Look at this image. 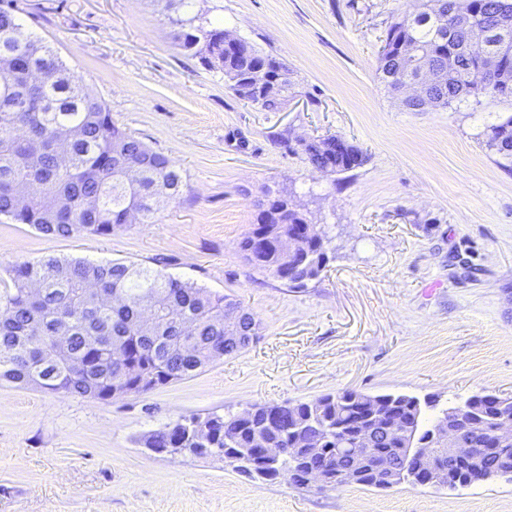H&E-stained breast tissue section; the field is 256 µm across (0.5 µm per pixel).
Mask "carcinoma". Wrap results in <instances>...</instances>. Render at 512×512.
<instances>
[{"instance_id":"carcinoma-1","label":"carcinoma","mask_w":512,"mask_h":512,"mask_svg":"<svg viewBox=\"0 0 512 512\" xmlns=\"http://www.w3.org/2000/svg\"><path fill=\"white\" fill-rule=\"evenodd\" d=\"M500 0H423L415 15L393 14L383 39V78L395 93L414 78L424 65L451 64L455 82L431 88L439 108L448 109L464 98L481 103L483 98L512 99V53L500 57L489 70L483 57L470 51L476 40L489 52L498 53L502 37L493 31ZM448 16L443 27L434 24ZM190 17L171 20L175 39L186 52L192 41L186 34ZM12 4L0 0V59L10 58L18 67L0 73V216L28 224L50 236H110L124 227L123 218L137 210L142 224L154 223L157 209L151 203L155 190L170 185L176 197L183 179L175 163L152 150L127 129L112 121L111 113L96 91L70 72L42 39L18 30ZM211 52L224 57V72L242 73L264 53L249 42L243 51L227 54L224 30L203 29ZM51 70L56 79L38 94L27 91V70ZM293 90L290 73L280 88L258 98L235 91L240 98L265 112L280 111ZM70 139L66 161L56 145ZM338 135L310 139L302 145L311 169L326 177L363 166L366 154L356 145L332 151ZM485 146L508 160L512 158V115L483 132ZM268 202L258 203L257 222L243 238L240 249L253 266L269 272L289 288L302 289L320 277L329 261V239L319 224L301 232L307 216L288 196L266 191ZM289 233L301 234V256H288L271 245ZM12 287L0 290V381L35 386L49 393L65 392L107 401L117 390L123 396L141 395L172 381L191 376L224 350V309L239 306L235 300L208 292L190 282L166 275L161 268L132 263L97 264L48 256L19 262L10 270ZM154 299L160 312L154 335L139 333L136 318L140 303ZM195 323L191 333L193 355L183 352V323ZM59 336L67 348L56 359L46 358ZM374 403L390 411L394 420L410 425L408 439L390 438L368 449L360 434L373 424L366 405ZM470 424L459 425L460 436L471 448L474 467L496 472L512 467V446L495 448L491 433L503 419L512 420V399L479 393L460 403ZM448 408L436 409L435 400L406 393L367 394L342 390L308 402L285 401L254 404L238 414H196L180 417L146 440L149 448H183V455L197 457L195 425L205 420L210 433L207 447L218 453L228 448L248 452L237 470L252 475L250 461L262 448H287L276 461L279 468L301 474L325 457L340 466L346 484L386 489L371 462L389 458L396 463L395 484L419 483L418 460L399 453L406 443L413 448L429 446L430 434ZM449 470L448 486L467 487L480 475L442 460Z\"/></svg>"}]
</instances>
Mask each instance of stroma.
Listing matches in <instances>:
<instances>
[{
	"label": "stroma",
	"instance_id": "35a3bbf8",
	"mask_svg": "<svg viewBox=\"0 0 512 512\" xmlns=\"http://www.w3.org/2000/svg\"><path fill=\"white\" fill-rule=\"evenodd\" d=\"M19 22L171 158L186 188L154 223L47 236L0 219V289L54 256L154 266L252 312L260 337L140 396L91 401L0 383V512H512V482L448 489H299L215 458L144 446L179 416L236 413L355 389L459 402L512 397V170L482 143L512 101L412 112L381 79L385 22L419 0H194L203 25L285 61L282 111L241 100L173 38L179 0H15ZM339 135L364 166L324 177L279 138ZM288 190L329 238L307 288L239 244L266 190Z\"/></svg>",
	"mask_w": 512,
	"mask_h": 512
}]
</instances>
